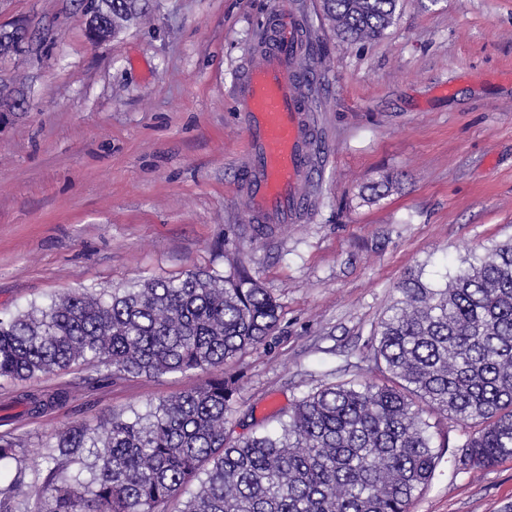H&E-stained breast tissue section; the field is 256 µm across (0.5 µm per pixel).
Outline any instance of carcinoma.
I'll return each mask as SVG.
<instances>
[{
    "instance_id": "obj_1",
    "label": "carcinoma",
    "mask_w": 512,
    "mask_h": 512,
    "mask_svg": "<svg viewBox=\"0 0 512 512\" xmlns=\"http://www.w3.org/2000/svg\"><path fill=\"white\" fill-rule=\"evenodd\" d=\"M399 0H322L342 42L381 36ZM149 0H98L103 22L130 21ZM394 185L382 174L368 200ZM371 337L382 383L322 385L279 427L231 439L225 414L238 391L224 362L272 335L280 308L250 270L188 271L109 293L83 288L46 307L0 318V380L84 368L87 383L200 371L204 385L129 416L58 431L44 444L40 484L18 475L0 487V512H408L441 454L426 412L469 429L452 465L487 469L512 459V240L459 267L444 283L410 275ZM25 392L31 416L67 400ZM93 448L94 461H80ZM22 442L0 437V464ZM35 510H21L30 499Z\"/></svg>"
}]
</instances>
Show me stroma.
<instances>
[{"instance_id": "1", "label": "stroma", "mask_w": 512, "mask_h": 512, "mask_svg": "<svg viewBox=\"0 0 512 512\" xmlns=\"http://www.w3.org/2000/svg\"><path fill=\"white\" fill-rule=\"evenodd\" d=\"M277 0H152L105 45L79 0H0L27 19L29 52L0 62V316L75 289L127 288L188 270L248 267L280 305L265 343L224 364L238 381L232 438L324 384L374 376L376 322L413 269L441 282L512 239V0H401L382 36L349 45L319 0H296L312 34L317 121L304 220L261 232L241 181L236 82L263 51ZM390 172L376 202L361 189ZM83 372L20 386L70 393L38 419L0 421L45 477L43 441L64 428L145 410L200 386L197 371L94 388ZM512 459L473 472L440 461L410 512H503Z\"/></svg>"}]
</instances>
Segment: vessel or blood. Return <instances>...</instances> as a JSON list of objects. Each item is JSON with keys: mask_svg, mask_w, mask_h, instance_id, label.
I'll return each instance as SVG.
<instances>
[{"mask_svg": "<svg viewBox=\"0 0 512 512\" xmlns=\"http://www.w3.org/2000/svg\"><path fill=\"white\" fill-rule=\"evenodd\" d=\"M303 30V17L292 0H280L266 50L245 70L237 89L248 141L243 167L252 216L265 224L296 222L305 207L300 184L315 137L298 71Z\"/></svg>", "mask_w": 512, "mask_h": 512, "instance_id": "1", "label": "vessel or blood"}]
</instances>
